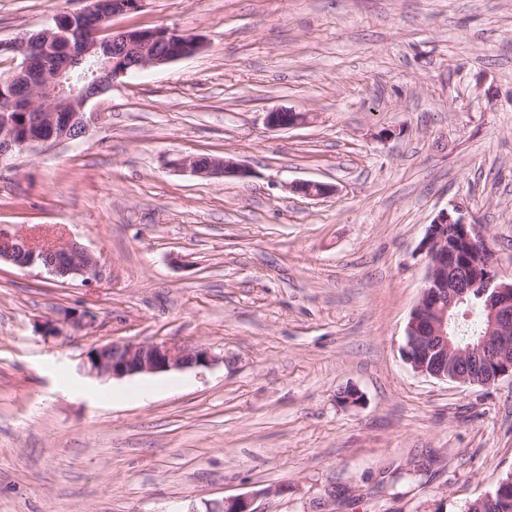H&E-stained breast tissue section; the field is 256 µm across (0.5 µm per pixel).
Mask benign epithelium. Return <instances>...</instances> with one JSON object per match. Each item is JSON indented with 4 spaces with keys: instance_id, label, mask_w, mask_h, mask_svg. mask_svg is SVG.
I'll return each mask as SVG.
<instances>
[{
    "instance_id": "1",
    "label": "benign epithelium",
    "mask_w": 512,
    "mask_h": 512,
    "mask_svg": "<svg viewBox=\"0 0 512 512\" xmlns=\"http://www.w3.org/2000/svg\"><path fill=\"white\" fill-rule=\"evenodd\" d=\"M145 0H90L83 9L54 17L53 23L30 36L0 43V52L10 54L19 64L3 78L27 81L31 88L24 130L14 117L0 118V163L15 154L76 140L67 128H58L55 119L72 112L80 119L84 136L98 119L86 108L94 99L112 89L118 77L131 68L166 65L205 48L192 33H174L166 28L115 30L105 28L113 18L140 10ZM78 36L80 51L66 67L56 70L45 60L53 44L71 45L70 35ZM274 130L290 129L307 123L296 112L277 108L266 116ZM171 166L201 178L220 179L245 174V168L232 158L211 156L201 162L196 156L171 161ZM288 189L308 197H320L332 188L314 181L288 184ZM427 258V272L420 298L406 326L404 359L419 375L466 384L472 380L462 366L477 363L489 370V382L512 377V281L498 278L493 253L479 226L469 221L460 207L441 210L428 226L421 241ZM18 268H42L56 277L67 276L84 283L98 279L99 261L74 241L62 245H41L27 237L0 228V263ZM481 288L487 298L486 335L479 344L462 346L448 336V315L464 302L472 289ZM62 323L81 330L92 323L88 314L66 312ZM218 357L207 347L181 346L167 341H109L91 347L81 370L91 378L123 379L157 374L174 369L207 367ZM255 496L239 495L212 501L206 512H260Z\"/></svg>"
}]
</instances>
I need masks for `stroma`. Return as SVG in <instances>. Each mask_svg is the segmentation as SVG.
Listing matches in <instances>:
<instances>
[{
  "label": "stroma",
  "mask_w": 512,
  "mask_h": 512,
  "mask_svg": "<svg viewBox=\"0 0 512 512\" xmlns=\"http://www.w3.org/2000/svg\"><path fill=\"white\" fill-rule=\"evenodd\" d=\"M85 4L0 0V41ZM112 24L206 47L119 77L82 139L0 172V227L101 265L89 287L0 265V512H463L512 471V379L439 381L402 348L439 211L512 278V0H146ZM276 108L311 121L271 130ZM200 154L246 173L167 165ZM63 310L94 322L45 336ZM110 340L219 361L83 375ZM171 166L181 171L210 179H220L244 175L246 170L242 164L232 158L211 156L205 163L196 156H184L171 161ZM254 495H239L212 501L206 505L205 512H260L255 504Z\"/></svg>",
  "instance_id": "35a3bbf8"
}]
</instances>
